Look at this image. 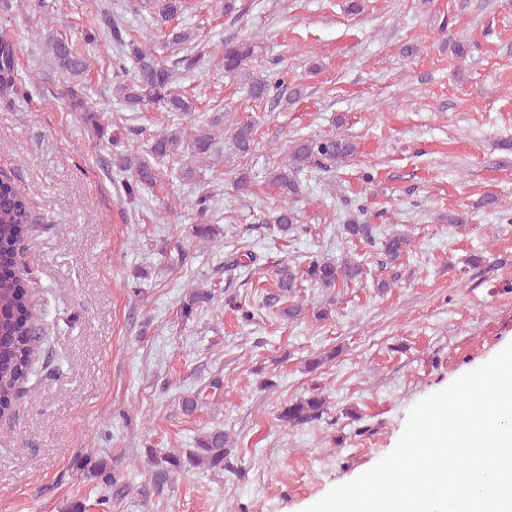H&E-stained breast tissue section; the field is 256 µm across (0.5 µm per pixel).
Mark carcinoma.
<instances>
[{
  "label": "carcinoma",
  "mask_w": 512,
  "mask_h": 512,
  "mask_svg": "<svg viewBox=\"0 0 512 512\" xmlns=\"http://www.w3.org/2000/svg\"><path fill=\"white\" fill-rule=\"evenodd\" d=\"M184 0H151L157 24L170 22L181 13ZM120 51L112 61L113 78L118 80L115 90L125 107L132 111L154 109L171 114L174 126L153 133L146 127L130 129L135 140L141 142L144 155L133 163L126 155H116L112 167L126 173L124 189L130 196L154 188L163 176L191 180L197 176V167L181 162V158L208 159L219 153L217 147L219 129L228 134L235 154L248 161L256 150L257 128L249 118L224 125V113L214 112L198 121L188 133L181 120L196 112L195 100L174 87V68L159 59L151 46L135 39L125 40L119 29L114 30ZM49 52L56 71L70 81L80 78L88 70V62L80 48L71 40L53 37L49 40ZM254 45L245 40L224 42V73L235 75L244 70L253 57ZM133 63L128 72L126 63ZM286 73L273 71L252 76L247 82V97L255 103L274 101L285 85ZM71 109L83 113L85 123L98 135L107 134L98 113L89 108L85 97L75 87L67 90ZM29 98V89L19 74L15 47L12 41L0 39V103L9 107L20 99ZM357 151L354 142L336 134L299 138L289 146L288 161L269 170V184L278 190L281 206L272 218L277 229L286 234L297 228L298 214L289 206L301 188L300 175L309 168L329 170L342 164ZM39 219L33 214L26 197L14 180L0 173V412L6 411L19 385L27 378L35 355L33 339L38 325L37 315L29 309L28 283L25 277L14 271L16 250L25 245L33 225ZM344 233L351 239L372 244L374 228L370 224L353 222L344 225ZM408 239L392 235L382 244L386 258L394 262L406 252ZM361 265L345 258L338 261L330 257H317L299 267L282 262L273 271L275 291L262 297V306L275 310L281 318L294 320L305 313L302 304L293 301L303 282L320 288L332 289L341 281L361 277ZM214 294L208 290H193L184 296L180 315L190 319L194 311L210 303ZM327 413V401L320 393H310L290 401L278 415L282 425L295 428L314 423ZM229 437L220 428L204 432L196 441V447L186 453L154 455L150 484L153 491L161 494L177 474L191 469L214 472L237 471L230 457ZM92 476L101 479L104 494L99 504L106 505L121 497L129 488L119 462L109 464L103 460L86 462Z\"/></svg>",
  "instance_id": "obj_1"
}]
</instances>
